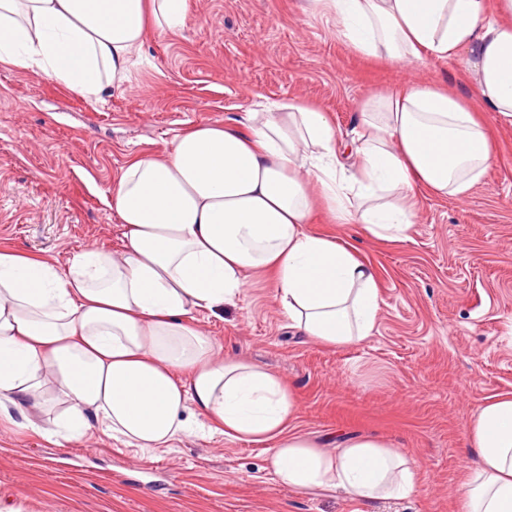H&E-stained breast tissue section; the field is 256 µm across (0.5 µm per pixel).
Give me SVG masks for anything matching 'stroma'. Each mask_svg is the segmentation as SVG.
<instances>
[{
	"instance_id": "35a3bbf8",
	"label": "stroma",
	"mask_w": 512,
	"mask_h": 512,
	"mask_svg": "<svg viewBox=\"0 0 512 512\" xmlns=\"http://www.w3.org/2000/svg\"><path fill=\"white\" fill-rule=\"evenodd\" d=\"M413 81L474 97L465 59L393 64L355 52L336 17L307 0H191L178 32H148L128 81L87 99L53 78L0 66V244L66 265L90 247L119 251L122 226L101 195L131 155L200 124H233L259 104L313 103L351 139L364 100ZM496 159L463 200L418 197L409 240L358 236L315 212L314 230L357 246L378 275L372 336L345 347L289 328L271 278L198 325L224 354L277 373L297 433L334 451L344 436L406 448L418 467L405 500L363 504L338 489L277 484L262 444L196 431L141 452L94 432L56 443L0 416V512H459L474 463L466 425L512 394V119L484 113Z\"/></svg>"
}]
</instances>
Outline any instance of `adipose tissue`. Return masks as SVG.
Segmentation results:
<instances>
[{
    "label": "adipose tissue",
    "instance_id": "ef3b65f1",
    "mask_svg": "<svg viewBox=\"0 0 512 512\" xmlns=\"http://www.w3.org/2000/svg\"><path fill=\"white\" fill-rule=\"evenodd\" d=\"M360 53L394 63L466 55L486 111L512 118V0H310ZM190 0H0V64L88 98L128 78L148 29L177 32ZM362 130L337 136L297 100L247 112L241 128L198 125L124 167L107 203L119 254L66 266L0 245V411L60 407L48 437L101 432L137 450L172 447L192 418L268 445L275 480L339 488L365 503L415 490L405 449L374 437L335 452L293 431L295 401L273 371L221 353L199 310L235 304L271 275L290 328L336 348L372 336L377 275L356 249L312 229L315 210L379 240L404 241L419 191L466 197L495 159L464 97L417 82L369 98ZM478 460L463 512H512V394L466 426Z\"/></svg>",
    "mask_w": 512,
    "mask_h": 512
}]
</instances>
